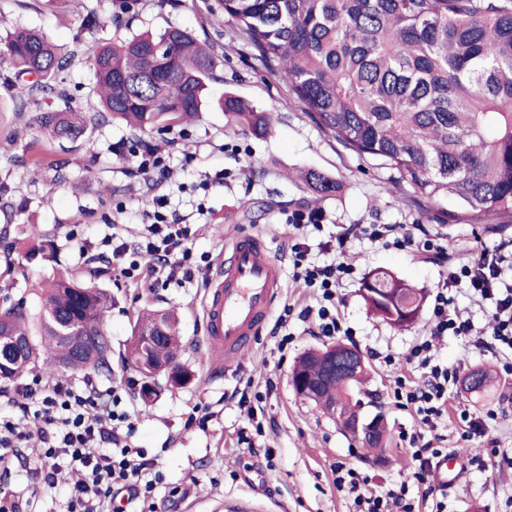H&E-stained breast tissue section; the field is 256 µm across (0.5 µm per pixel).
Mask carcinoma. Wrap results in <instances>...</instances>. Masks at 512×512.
Returning <instances> with one entry per match:
<instances>
[{"label":"carcinoma","instance_id":"1","mask_svg":"<svg viewBox=\"0 0 512 512\" xmlns=\"http://www.w3.org/2000/svg\"><path fill=\"white\" fill-rule=\"evenodd\" d=\"M221 15L266 69L285 82L302 111L358 156L394 170L420 199L438 208L442 224L512 222V0H214ZM0 63L16 104L39 97L66 102L73 95L53 83L82 53L62 52L41 30L16 26L0 40ZM96 91L75 109L34 117L50 143L75 142L88 128L120 121L134 132L184 123L207 105L215 79L214 47L191 31L169 27L116 38L91 56ZM228 122L266 135L272 113L256 112L235 96L222 102ZM71 159L44 153L24 161L37 175L47 169L67 178ZM307 182L320 195L336 181L311 171ZM364 300L376 317L397 326L419 317L422 295L385 272L368 276ZM105 290L57 275L43 289L32 315L22 301L0 309V335L25 344L21 357L0 366L10 381L39 364L65 370L106 369L112 356ZM175 320L147 312L132 330L130 361L153 387L163 375L181 385ZM318 352L296 362L293 375L320 377ZM327 378L320 396L359 417L352 389L363 384Z\"/></svg>","mask_w":512,"mask_h":512}]
</instances>
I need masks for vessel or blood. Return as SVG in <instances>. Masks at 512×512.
Instances as JSON below:
<instances>
[{"label":"vessel or blood","mask_w":512,"mask_h":512,"mask_svg":"<svg viewBox=\"0 0 512 512\" xmlns=\"http://www.w3.org/2000/svg\"><path fill=\"white\" fill-rule=\"evenodd\" d=\"M281 267L261 237L236 238L210 276L205 305L206 343L214 365L243 352L271 316L281 294Z\"/></svg>","instance_id":"1"}]
</instances>
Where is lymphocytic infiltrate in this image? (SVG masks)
Wrapping results in <instances>:
<instances>
[{"label": "lymphocytic infiltrate", "instance_id": "lymphocytic-infiltrate-1", "mask_svg": "<svg viewBox=\"0 0 512 512\" xmlns=\"http://www.w3.org/2000/svg\"><path fill=\"white\" fill-rule=\"evenodd\" d=\"M164 207L163 200L151 199L135 247L104 237L105 248L95 253L96 262L110 264L113 271L134 280H193L196 267L189 227L180 219L168 218ZM321 220L316 212L298 210L288 224L298 238L291 247L295 275L313 289L317 301L303 316L310 319L314 335L332 338L345 333L336 306V288L353 269L342 262H308V248L300 238L307 227L318 226ZM360 232L370 241L408 248L447 266L433 293L430 335L412 347L405 359L409 370L396 377L393 387L398 404L411 409L426 428L435 429L448 411L449 385L458 373L435 362L433 337L463 336L476 348L512 353V239L500 240L471 258L452 263L447 249L434 239L410 231L400 233L387 224H369ZM143 256L150 257L149 266H141ZM461 287L476 302L490 304L487 327H475L452 310V292ZM0 400L9 407L8 413L0 414V474H10L19 448L35 438L42 445L36 471L44 485L53 489L59 474L69 477L63 491V512H128L129 506L143 507L154 499L162 480L156 471L158 461L132 444L126 429L129 414L116 390L100 389L89 378L79 385L35 378L1 387ZM335 482L352 498L354 512H420L424 505L429 512L446 509L444 501L426 495L413 497L405 482L371 490L367 474L342 465L336 468Z\"/></svg>", "mask_w": 512, "mask_h": 512}]
</instances>
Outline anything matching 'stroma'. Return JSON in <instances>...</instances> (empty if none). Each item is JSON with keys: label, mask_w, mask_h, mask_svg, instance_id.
Listing matches in <instances>:
<instances>
[{"label": "stroma", "mask_w": 512, "mask_h": 512, "mask_svg": "<svg viewBox=\"0 0 512 512\" xmlns=\"http://www.w3.org/2000/svg\"><path fill=\"white\" fill-rule=\"evenodd\" d=\"M118 0H0V36L9 25L42 29L57 45L71 49L82 41L84 53L62 72L61 79L77 99L95 84L86 55L97 44L130 32H161L178 26L214 45L222 60L218 79L210 85L211 102L192 123H173L135 135L122 123L88 129L73 143L81 166L58 182L52 172L31 176L24 159L41 151L36 113L62 107L47 97L16 110L12 90L0 83V179H6L14 204L9 239L0 238L1 253H10L17 268L7 274L0 258V298L25 301L37 312L41 290L54 273L70 272L92 281L112 295L108 314L112 345L111 369L94 372L100 388L122 384L121 396L134 409V443L159 455L163 481L156 512H226L229 500H252L255 512H353L348 496L335 482L334 468L346 464L366 472L374 484L389 485L411 474L403 433L416 427L411 410L398 406L391 387L404 370L405 356L429 330V307L406 328L394 327L370 313L362 283L371 271L391 273L431 298L439 281V264L405 249L385 248L365 239H349L344 252L354 265L351 278L338 287V308L351 336L345 344L361 352L368 371L360 398L365 417L383 415L387 427L385 461H378L360 442L346 435L313 402L298 396L291 384L296 359L306 351L328 346V338L310 333L298 318L313 298L311 289L294 278L292 241L286 221L298 209L323 211L322 231L309 234L310 259L322 262L330 236L352 224L421 225L431 238L447 246L449 258L472 256L499 240L512 238V223L487 229L477 224H440L435 206L419 200L407 184L392 186V170L360 159L328 137L303 112L286 84L271 75L252 49L235 37L231 26L212 17V0H138L120 24L88 32L80 27L87 9L103 15ZM238 96L257 110L272 113L269 135L257 137L232 129L217 101ZM160 148L172 170L169 180L153 183L137 171L130 142ZM314 170L336 180L335 193L316 198L301 175ZM223 180H215L216 172ZM164 197L168 211L190 218L196 262L202 268L193 281L154 286L138 283L86 261L80 248L119 232L135 243L142 227L139 212L146 200ZM206 215H197V207ZM39 237H32V230ZM261 237L270 255L283 267V294L275 316H287L290 340L278 350L271 326H264L239 358L219 371L207 363L202 303L210 272L227 243L237 237ZM175 310L182 347L179 362L190 379L181 386H162L156 397L140 396L141 377L126 356L137 317L146 310ZM439 359L465 370L480 368L491 376L486 392H465L454 385L448 414L438 432L448 458H459L457 476L436 484L446 487L447 512H512V373L504 359L479 350L467 339L447 336L438 344ZM393 356L386 365L385 356ZM248 395L253 416L237 402ZM469 409L486 419L482 436L462 434L459 413ZM264 434L256 452H248L245 436L253 421ZM0 490L24 496L28 512H59L62 502L47 491L34 470L16 467L0 477Z\"/></svg>", "instance_id": "obj_1"}]
</instances>
